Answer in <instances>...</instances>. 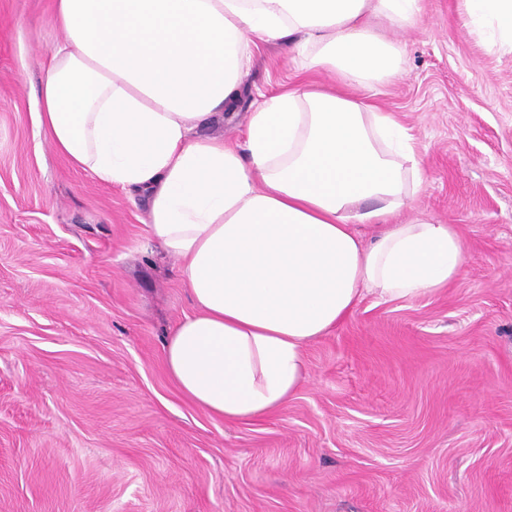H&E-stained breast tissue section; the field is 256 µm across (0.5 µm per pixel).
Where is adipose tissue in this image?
<instances>
[{
	"label": "adipose tissue",
	"mask_w": 512,
	"mask_h": 512,
	"mask_svg": "<svg viewBox=\"0 0 512 512\" xmlns=\"http://www.w3.org/2000/svg\"><path fill=\"white\" fill-rule=\"evenodd\" d=\"M460 5L488 52L512 51V0ZM420 19V0H55L40 127L95 180L148 190V232L195 305L164 366L225 421L285 405L305 346L365 295L417 298L463 270L455 225L410 212L425 176L408 128L354 94L401 76L404 47L381 29ZM270 41L336 87L264 99L243 144L197 135Z\"/></svg>",
	"instance_id": "obj_1"
}]
</instances>
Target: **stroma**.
Returning a JSON list of instances; mask_svg holds the SVG:
<instances>
[{
  "instance_id": "obj_1",
  "label": "stroma",
  "mask_w": 512,
  "mask_h": 512,
  "mask_svg": "<svg viewBox=\"0 0 512 512\" xmlns=\"http://www.w3.org/2000/svg\"><path fill=\"white\" fill-rule=\"evenodd\" d=\"M54 0H0V512H512V53L461 31L459 0L389 29L405 73L374 102L417 143L415 212L467 260L435 294L364 298L305 348L287 404L228 423L162 362L193 313L142 194L53 152L36 97ZM261 44L210 136L243 142L302 79Z\"/></svg>"
}]
</instances>
